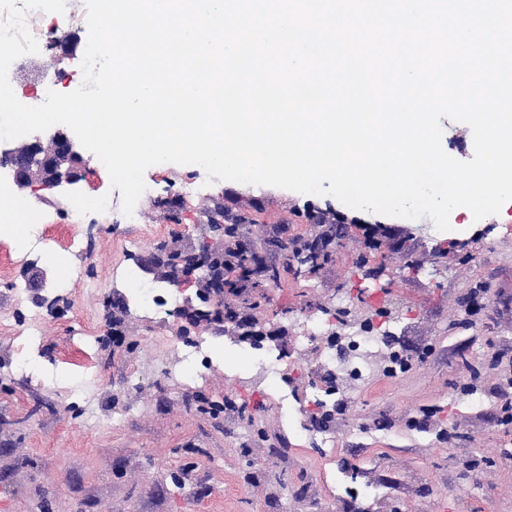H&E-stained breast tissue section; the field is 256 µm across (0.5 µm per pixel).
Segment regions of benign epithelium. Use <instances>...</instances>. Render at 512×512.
I'll return each mask as SVG.
<instances>
[{"mask_svg":"<svg viewBox=\"0 0 512 512\" xmlns=\"http://www.w3.org/2000/svg\"><path fill=\"white\" fill-rule=\"evenodd\" d=\"M85 166L82 145L63 127L36 134L16 147L0 148V168L9 169L12 184L18 190L37 184L62 197L82 180ZM144 269L156 278L166 273L165 281L171 286L195 285L198 304H185L174 314L176 321L183 322L178 335L191 328H203L218 335L229 333L253 345L270 341L288 350V335L280 330H267L251 319L225 320L224 281L228 280V273L218 274L212 269L210 250L197 246L168 247L144 264ZM31 278L38 290L35 304L56 307L64 301L63 296L46 291L50 282L45 269L33 268Z\"/></svg>","mask_w":512,"mask_h":512,"instance_id":"1","label":"benign epithelium"}]
</instances>
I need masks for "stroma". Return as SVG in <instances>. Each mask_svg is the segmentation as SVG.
<instances>
[{
    "instance_id": "35a3bbf8",
    "label": "stroma",
    "mask_w": 512,
    "mask_h": 512,
    "mask_svg": "<svg viewBox=\"0 0 512 512\" xmlns=\"http://www.w3.org/2000/svg\"><path fill=\"white\" fill-rule=\"evenodd\" d=\"M153 197L140 224L114 222L111 211L70 225L68 201L41 187L22 191L43 220V236L0 232V512H354L340 496L353 467L401 512H512V424H502L512 387L492 370L512 361V205L477 222L453 218L447 231L429 218H391L349 208L336 198L272 186L208 181L201 167L165 164L144 176ZM203 191L182 202L184 184ZM175 200L177 222L153 202ZM247 215L241 239L281 268L284 243L333 227L344 215L332 257L310 278L283 272L278 283L247 288L227 303L266 300L265 328L287 332L290 353L274 343L262 357L224 334H208L219 369L188 380L173 317L131 303L122 324L135 350L106 341L107 297L128 292L112 268L130 269L124 239L140 255L161 242H198L214 204ZM80 250H64L71 234ZM50 265L61 312L45 314L37 372L12 369L13 337L30 318L14 291L32 264ZM363 303L388 313L390 335L360 387L339 376L344 407L320 431L336 453L305 434L300 406L324 389L325 336L307 340V320L336 323L339 310ZM412 360L389 376V352ZM469 394H461V383ZM227 398L218 417L198 412V396ZM269 434L253 442L246 414ZM453 432L452 440L441 437ZM192 457L182 485L171 472Z\"/></svg>"
}]
</instances>
